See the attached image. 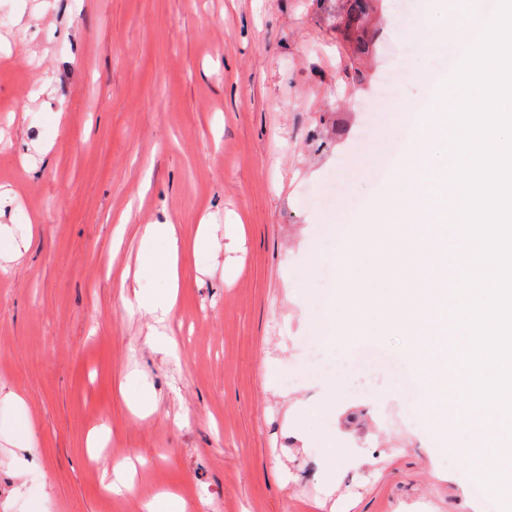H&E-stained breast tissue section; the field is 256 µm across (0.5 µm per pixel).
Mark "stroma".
I'll list each match as a JSON object with an SVG mask.
<instances>
[{"label": "stroma", "instance_id": "1", "mask_svg": "<svg viewBox=\"0 0 512 512\" xmlns=\"http://www.w3.org/2000/svg\"><path fill=\"white\" fill-rule=\"evenodd\" d=\"M0 6V233L21 251L0 259V512H145L165 491L186 512H501L493 497L470 503L413 397L361 349L342 362L331 415L304 377L336 230L383 182L367 170L352 192L337 186L409 135L410 105L448 70L449 46L402 34L422 0H380L364 55L332 28L329 0ZM168 219L185 243L204 220L210 236L181 254L178 299L158 324L120 291L158 289L141 227ZM236 222L245 239L230 252ZM133 370L157 404L143 418L121 391ZM298 400L306 441L289 417ZM23 421L18 447L4 430ZM329 429L348 449L330 495ZM93 432L117 464L89 463ZM119 476L133 493L106 495Z\"/></svg>", "mask_w": 512, "mask_h": 512}]
</instances>
